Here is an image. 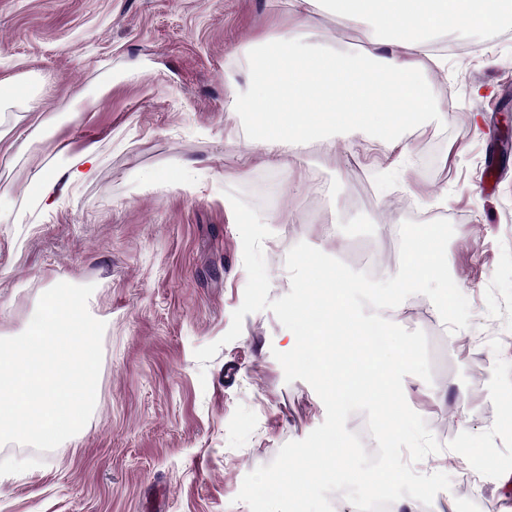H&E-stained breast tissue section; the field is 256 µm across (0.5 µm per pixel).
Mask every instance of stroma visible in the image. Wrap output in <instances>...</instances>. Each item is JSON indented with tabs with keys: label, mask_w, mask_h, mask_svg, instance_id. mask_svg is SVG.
I'll list each match as a JSON object with an SVG mask.
<instances>
[{
	"label": "stroma",
	"mask_w": 512,
	"mask_h": 512,
	"mask_svg": "<svg viewBox=\"0 0 512 512\" xmlns=\"http://www.w3.org/2000/svg\"><path fill=\"white\" fill-rule=\"evenodd\" d=\"M284 12L285 0H0V84L27 100L0 102V337L60 282L94 285L88 310L106 324L83 429L49 452L0 445V512H249L244 477L324 422L314 389L284 378L274 354L295 336L271 311L222 341L247 283L229 189L274 219L272 300L290 290L298 242L351 267L368 242L394 272L402 222L452 223L468 328L450 331L421 294L382 312L428 337L433 380L406 376L403 392L441 449L415 469L451 479L431 506L401 504L512 512V25L438 35L443 110L413 130L410 155L340 134L335 151L247 166L249 121L227 105L246 86L247 43ZM79 92L96 110L75 112ZM90 141L94 177L44 207L47 169Z\"/></svg>",
	"instance_id": "35a3bbf8"
}]
</instances>
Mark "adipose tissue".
I'll return each mask as SVG.
<instances>
[{"label": "adipose tissue", "instance_id": "1", "mask_svg": "<svg viewBox=\"0 0 512 512\" xmlns=\"http://www.w3.org/2000/svg\"><path fill=\"white\" fill-rule=\"evenodd\" d=\"M319 11L360 29L364 51L313 43ZM511 22L512 0H288L287 22L252 39L248 88L228 109L249 116L248 142L269 166L313 144L335 149L338 132L403 147L405 129L439 109L437 35L475 27L492 37Z\"/></svg>", "mask_w": 512, "mask_h": 512}]
</instances>
